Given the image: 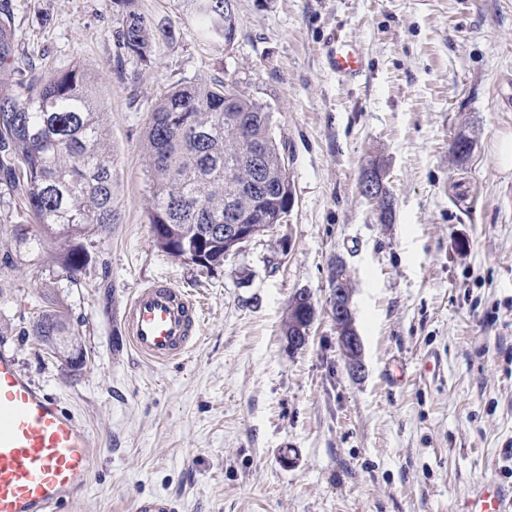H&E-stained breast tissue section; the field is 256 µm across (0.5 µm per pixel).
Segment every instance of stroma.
I'll list each match as a JSON object with an SVG mask.
<instances>
[{
    "label": "stroma",
    "instance_id": "1",
    "mask_svg": "<svg viewBox=\"0 0 512 512\" xmlns=\"http://www.w3.org/2000/svg\"><path fill=\"white\" fill-rule=\"evenodd\" d=\"M37 66L80 64L98 83L118 221L60 289L86 357L76 371L27 331L45 304L26 260L0 264V347L87 425L101 452L73 512H464L474 488L512 496V0H235L231 47L201 44L178 0H135L153 24L151 65L117 58L111 0H12ZM359 46L360 79L325 64ZM232 76L266 104L290 157L286 223L207 270L159 250L149 224L145 128L173 87ZM474 142L468 162L451 141ZM378 163L395 211L360 194ZM344 261L366 372L348 374L329 271ZM184 289L199 338L167 366L121 337L127 297ZM309 292L308 343L282 333ZM327 57L330 70L342 81L355 80L363 72L364 60L361 50L340 36L329 44ZM309 297L310 295L307 292L295 293L288 304V309L283 319L282 332L283 335L288 338V346L293 350H297V348L301 347L308 339V336L304 334L302 336H294L296 329L292 322L295 320L301 323L300 314H302L303 319H309V316L305 315L306 312H302V309L308 305L307 299H309ZM177 506L169 498L162 496H138L134 499V512H177Z\"/></svg>",
    "mask_w": 512,
    "mask_h": 512
}]
</instances>
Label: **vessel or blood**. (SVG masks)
Returning a JSON list of instances; mask_svg holds the SVG:
<instances>
[{
	"instance_id": "obj_1",
	"label": "vessel or blood",
	"mask_w": 512,
	"mask_h": 512,
	"mask_svg": "<svg viewBox=\"0 0 512 512\" xmlns=\"http://www.w3.org/2000/svg\"><path fill=\"white\" fill-rule=\"evenodd\" d=\"M327 57L341 80H355L363 72L361 50L344 38L331 41ZM201 324L196 302L159 281L137 288L121 317L129 348L160 366L189 351ZM98 454L85 424L21 373L13 353L1 348L0 512H63L77 502ZM133 512H177V506L166 497L139 496ZM467 512H512V498L487 483L475 490Z\"/></svg>"
}]
</instances>
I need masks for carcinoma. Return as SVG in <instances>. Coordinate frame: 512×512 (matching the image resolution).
<instances>
[{
	"instance_id": "obj_1",
	"label": "carcinoma",
	"mask_w": 512,
	"mask_h": 512,
	"mask_svg": "<svg viewBox=\"0 0 512 512\" xmlns=\"http://www.w3.org/2000/svg\"><path fill=\"white\" fill-rule=\"evenodd\" d=\"M133 0H112L120 16L118 47L146 65L150 57V20L131 9ZM228 0H180L182 11L204 43L227 42L237 25ZM11 0H0V64L14 61ZM16 84L0 83V191L21 195L24 219L15 224L10 248L0 254L9 264L26 253L53 293L80 285L91 256L86 244L108 234L117 223L112 207V149L107 142V113L97 82L79 65L36 73L20 70ZM232 106L224 111V97ZM152 150V206L149 224L161 251L214 269L224 263L225 202L237 184L253 177L248 159L260 153L266 167L279 170L283 146L272 130V113L232 79L180 85L155 106L146 131ZM382 224L394 221L388 193L372 197ZM40 229V237L22 230ZM64 243L48 253L43 239ZM309 293L288 304L283 335H295ZM32 335L47 353L72 370L85 356L73 331L71 313L54 301L33 320Z\"/></svg>"
}]
</instances>
